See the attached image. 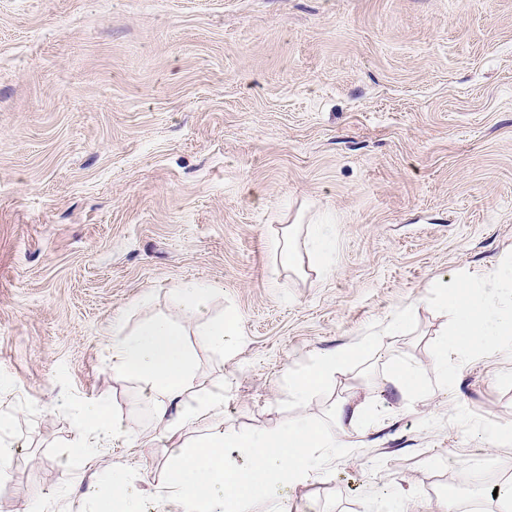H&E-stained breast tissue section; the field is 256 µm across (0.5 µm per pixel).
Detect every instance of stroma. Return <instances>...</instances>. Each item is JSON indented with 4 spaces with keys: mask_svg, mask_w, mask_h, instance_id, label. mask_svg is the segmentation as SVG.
Masks as SVG:
<instances>
[{
    "mask_svg": "<svg viewBox=\"0 0 512 512\" xmlns=\"http://www.w3.org/2000/svg\"><path fill=\"white\" fill-rule=\"evenodd\" d=\"M334 217L332 273L282 268L297 214ZM512 261V0H0V416L17 452L0 512H76L109 461L161 475L167 439L132 407L112 343L172 308L175 282L218 290L235 342L195 350L224 423L336 432L326 473L288 512H496L512 483V331L436 364L434 301ZM379 345L366 355V343ZM356 350L298 402L290 374ZM419 367L423 401L386 380ZM106 398L150 440L62 473L60 399ZM486 476L462 496L461 464Z\"/></svg>",
    "mask_w": 512,
    "mask_h": 512,
    "instance_id": "1",
    "label": "stroma"
}]
</instances>
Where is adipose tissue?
<instances>
[{"label":"adipose tissue","mask_w":512,"mask_h":512,"mask_svg":"<svg viewBox=\"0 0 512 512\" xmlns=\"http://www.w3.org/2000/svg\"><path fill=\"white\" fill-rule=\"evenodd\" d=\"M331 220L312 225L300 235L298 225L285 226L271 241L283 265L299 270L311 265L332 271L336 238ZM175 314L160 313L145 320L112 345V368L137 383L135 406L150 409L168 435L190 430L184 443H171L167 453L162 497L168 512H271L278 489L311 480L322 470L335 435L328 426L301 417L272 430L239 431L224 424V387L200 392L194 388V355L184 322L197 321L199 343L216 355L237 334L234 318L212 315L214 286L181 281L171 290ZM512 297V264L488 278L459 279L446 284L438 306L455 319L438 344L440 367H447L452 350L494 349L502 333L497 318L504 296ZM349 351L339 350L316 359L289 381V394L298 401L329 384L347 363ZM61 409L75 422L74 433L58 450L55 464L70 472L75 461L101 457L104 449L135 434L124 417L102 398L62 400ZM107 487L91 492L78 512H145L149 474L129 475L120 462L109 465Z\"/></svg>","instance_id":"obj_1"}]
</instances>
